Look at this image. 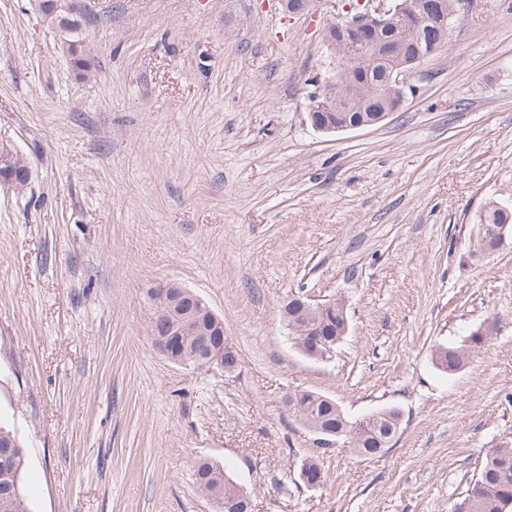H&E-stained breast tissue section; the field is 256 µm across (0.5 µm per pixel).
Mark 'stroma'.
I'll return each mask as SVG.
<instances>
[{"label":"stroma","mask_w":512,"mask_h":512,"mask_svg":"<svg viewBox=\"0 0 512 512\" xmlns=\"http://www.w3.org/2000/svg\"><path fill=\"white\" fill-rule=\"evenodd\" d=\"M86 2L80 70L34 0H0V141L32 169L0 189V422L31 512H214L198 458L255 512H449L512 447V238L473 248L484 206L512 204V0L463 5L398 112L335 134L307 112L339 0ZM169 281L223 319L236 372L156 349ZM295 295L343 299L330 359L289 339ZM301 390L401 428L372 458L322 450L283 407ZM311 459L316 489L295 483ZM468 357L469 346L448 343L435 351L434 361L439 370L450 375L461 369ZM194 484L201 494L207 498L216 494L220 495L226 503L233 502L235 511H226L216 508L217 512H251L245 511L246 501L249 496L243 488L225 471L223 467L209 461L199 460L193 470Z\"/></svg>","instance_id":"stroma-1"}]
</instances>
